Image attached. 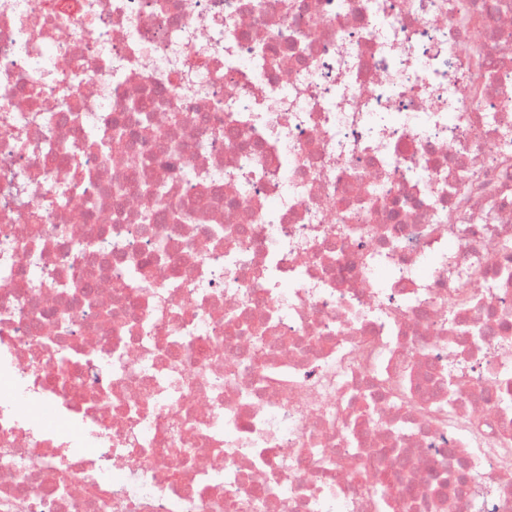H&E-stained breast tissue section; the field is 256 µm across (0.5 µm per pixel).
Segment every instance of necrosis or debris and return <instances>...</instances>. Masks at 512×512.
I'll list each match as a JSON object with an SVG mask.
<instances>
[{
  "mask_svg": "<svg viewBox=\"0 0 512 512\" xmlns=\"http://www.w3.org/2000/svg\"><path fill=\"white\" fill-rule=\"evenodd\" d=\"M382 500L512 512V0H0V512Z\"/></svg>",
  "mask_w": 512,
  "mask_h": 512,
  "instance_id": "obj_1",
  "label": "necrosis or debris"
}]
</instances>
